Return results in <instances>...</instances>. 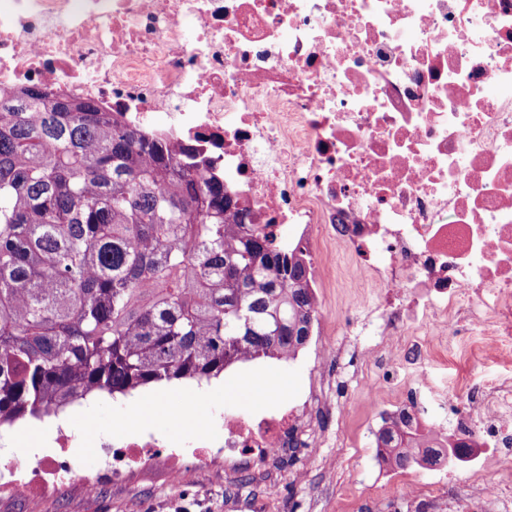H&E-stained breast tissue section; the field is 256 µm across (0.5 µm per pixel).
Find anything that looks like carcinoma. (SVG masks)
<instances>
[{
	"label": "carcinoma",
	"instance_id": "obj_1",
	"mask_svg": "<svg viewBox=\"0 0 512 512\" xmlns=\"http://www.w3.org/2000/svg\"><path fill=\"white\" fill-rule=\"evenodd\" d=\"M0 96V427L90 395L290 361L317 319L303 256L224 182L89 102ZM391 468L439 449L382 432Z\"/></svg>",
	"mask_w": 512,
	"mask_h": 512
}]
</instances>
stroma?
<instances>
[{"label": "stroma", "instance_id": "35a3bbf8", "mask_svg": "<svg viewBox=\"0 0 512 512\" xmlns=\"http://www.w3.org/2000/svg\"><path fill=\"white\" fill-rule=\"evenodd\" d=\"M326 263L332 281L315 291L323 316L305 348L288 364L299 370L304 394L320 374L346 379L350 358L364 350L377 319V298L370 289L354 294L346 287L352 275L350 259L333 248ZM324 341H347L351 347L317 367L314 351ZM339 394L343 408L334 414L326 445L297 449L296 462L221 461L187 471L177 481L158 465L131 471L119 482H102L92 493L75 481L64 494L39 500L1 495L0 512H343L344 499L357 497L361 482L373 478L365 456L372 414L356 387L340 389Z\"/></svg>", "mask_w": 512, "mask_h": 512}]
</instances>
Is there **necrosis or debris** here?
Returning a JSON list of instances; mask_svg holds the SVG:
<instances>
[{"instance_id":"4bbe7bcc","label":"necrosis or debris","mask_w":512,"mask_h":512,"mask_svg":"<svg viewBox=\"0 0 512 512\" xmlns=\"http://www.w3.org/2000/svg\"><path fill=\"white\" fill-rule=\"evenodd\" d=\"M33 86L165 137L299 248L313 282L329 240L370 275L381 336L363 365L386 375L362 381L370 437L406 416L474 463L378 472L369 499L512 512V0H0V88ZM443 351L499 370L457 391L431 375ZM333 407L319 390L225 413L223 442L188 459L152 436L107 443L83 486L161 460L178 480L227 453L316 448ZM73 478L64 458L14 463L0 494Z\"/></svg>"}]
</instances>
